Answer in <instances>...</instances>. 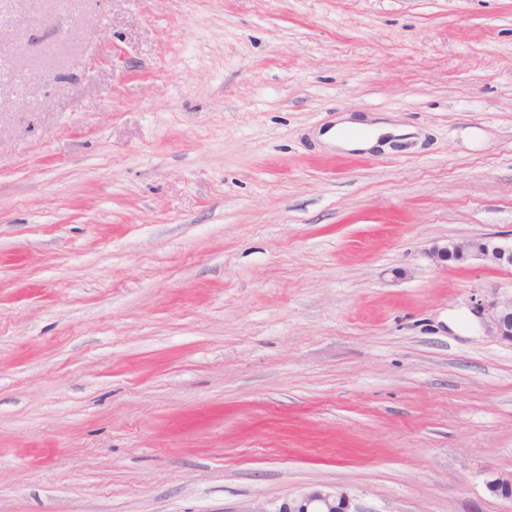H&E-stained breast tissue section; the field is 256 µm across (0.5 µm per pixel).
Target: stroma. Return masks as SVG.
<instances>
[{
    "instance_id": "stroma-1",
    "label": "stroma",
    "mask_w": 512,
    "mask_h": 512,
    "mask_svg": "<svg viewBox=\"0 0 512 512\" xmlns=\"http://www.w3.org/2000/svg\"><path fill=\"white\" fill-rule=\"evenodd\" d=\"M0 512H512V0H0ZM402 126L325 140L340 116ZM366 128V132L362 136L345 137L343 132L347 130ZM400 130L392 124L376 123L371 126H365L360 123L345 120L336 125V138L330 131L324 138L336 143L337 147L345 149H369L372 148L377 138L382 135L399 134ZM429 257L437 265L447 266L450 261L466 258L482 260L502 270L512 269V241L497 236L472 238L462 242H449L435 246ZM478 306L483 312H487L488 333L498 341L512 345V289L494 291L478 303ZM278 512H361L350 495L336 487L314 486L284 502Z\"/></svg>"
}]
</instances>
